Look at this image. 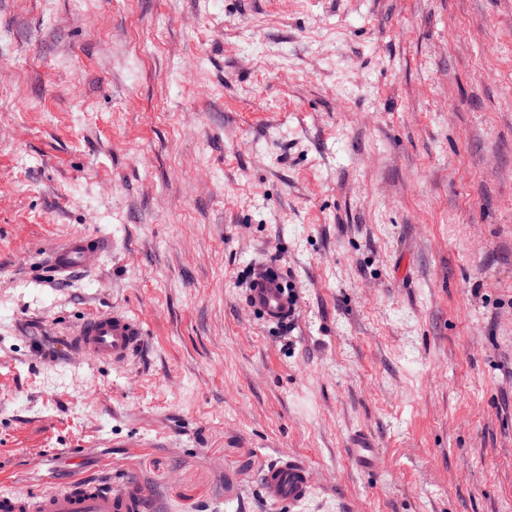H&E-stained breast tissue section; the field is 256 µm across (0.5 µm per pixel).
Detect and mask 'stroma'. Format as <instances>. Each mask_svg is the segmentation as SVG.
<instances>
[{
    "mask_svg": "<svg viewBox=\"0 0 512 512\" xmlns=\"http://www.w3.org/2000/svg\"><path fill=\"white\" fill-rule=\"evenodd\" d=\"M77 233L97 266L42 272ZM112 310L143 348L73 352ZM287 455L298 507L260 488ZM78 476L512 512V0H0V492ZM247 302L261 318L272 323H286L295 315L289 302L288 288L281 277L266 272L254 277L248 288ZM144 336L140 322L123 312L92 313L74 329L71 348L99 362H120L134 355ZM261 490L264 498L273 504H297L312 493L308 467L294 457H281L261 472Z\"/></svg>",
    "mask_w": 512,
    "mask_h": 512,
    "instance_id": "35a3bbf8",
    "label": "stroma"
}]
</instances>
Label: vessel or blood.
Wrapping results in <instances>:
<instances>
[{"label":"vessel or blood","mask_w":512,"mask_h":512,"mask_svg":"<svg viewBox=\"0 0 512 512\" xmlns=\"http://www.w3.org/2000/svg\"><path fill=\"white\" fill-rule=\"evenodd\" d=\"M104 251L100 238L74 235L53 249L46 267L59 278L95 266ZM247 302L261 318L284 323L295 314L281 277L268 273L254 277ZM145 330L129 315L112 311L92 313L82 319L71 335L72 350L100 362L129 359L143 344ZM264 498L274 504H297L309 497L312 481L308 467L293 457H282L261 472ZM149 495L134 483L74 479L40 493L0 492V512H148Z\"/></svg>","instance_id":"b4317fda"}]
</instances>
